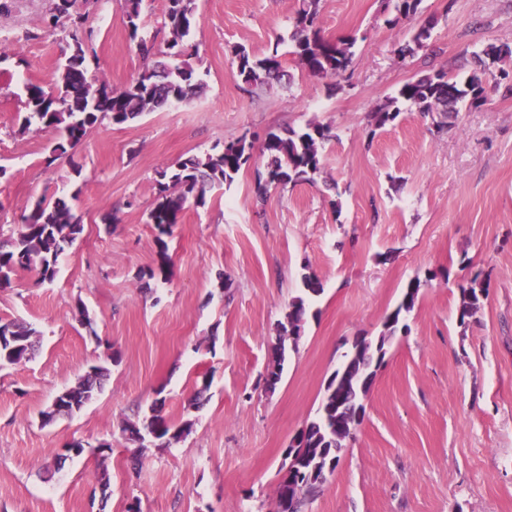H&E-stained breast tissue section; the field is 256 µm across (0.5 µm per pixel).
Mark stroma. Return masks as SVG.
<instances>
[{"instance_id":"stroma-1","label":"stroma","mask_w":512,"mask_h":512,"mask_svg":"<svg viewBox=\"0 0 512 512\" xmlns=\"http://www.w3.org/2000/svg\"><path fill=\"white\" fill-rule=\"evenodd\" d=\"M299 2L196 0L187 45L200 96L133 122L103 121L51 164V132L17 128L26 84L56 81L65 37L41 26L50 0H9L0 12V35L21 51L0 60V230H17L42 197H65L84 224L53 283L23 270L0 288V319L40 333L32 359L0 368V512H90L104 473V512H275L286 450L316 416L328 378L355 339L383 332L415 279L418 299L363 420L300 512H512V86L493 83L512 72V57L483 74L479 106L424 115L396 97L439 70L466 79L473 53L512 46V0H422L395 27L382 0H321L325 38L356 39L349 69L334 79L309 76L293 53ZM432 15L431 40L400 54ZM81 35L88 70L115 88L147 65L122 0H95ZM241 46L258 56L278 48L290 86L244 84ZM391 97L398 118L372 130V113ZM311 122L334 132L320 174L258 198L267 134ZM243 135L255 150L250 165L208 188L205 205L187 204L158 243L149 213L159 170ZM112 210L117 222L105 223ZM163 255L166 280L149 278ZM307 273L320 294H306ZM477 274L488 296L463 324L459 287ZM299 296L302 337L270 391L266 368ZM83 309L92 327L80 324ZM95 364L109 370L102 391L43 424L53 398ZM154 404L173 424L192 420L190 432L166 448L128 441L123 421ZM103 441L112 445L104 455Z\"/></svg>"}]
</instances>
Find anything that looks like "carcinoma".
I'll return each mask as SVG.
<instances>
[{
    "label": "carcinoma",
    "instance_id": "1",
    "mask_svg": "<svg viewBox=\"0 0 512 512\" xmlns=\"http://www.w3.org/2000/svg\"><path fill=\"white\" fill-rule=\"evenodd\" d=\"M143 0H124L123 19L131 40L144 59L156 55L155 43L142 34L141 4ZM421 0H385L386 9L393 14L390 23L397 24L417 13ZM320 0H301L293 20L290 39L294 42L293 54L308 73L333 78L346 71L352 62L355 40L343 36L329 40L322 35L319 26ZM83 15L78 11V0H52L45 23L69 38L65 56L69 64L62 67L55 87L60 90V100L50 96L49 90L37 83L26 85V112L18 126V134L26 135L34 130L52 131L57 139L52 143L47 163L51 164L75 148L98 124L108 119L117 124L133 121L147 112H154L165 105L182 103L197 97L202 80L195 66L184 57V42L196 23L195 0H165L163 27L168 29L169 56L174 63L155 61L147 66L132 84L120 89L103 80H91L87 76V45L80 29ZM435 26L434 18L426 20L413 33L411 42L421 48L427 44ZM238 74L250 86H262L286 76L278 47L262 57L246 48L237 50ZM512 56L507 46L490 45L478 58L481 65ZM486 87L481 78L474 75L465 86L448 78L439 71L416 80L408 81L399 90V97L418 111L446 112L456 110V105L467 98L477 106L486 100ZM399 110L393 102L380 105L372 115V126L377 129L395 121ZM334 138L328 124L311 122L300 132L290 128L283 133H269L261 152L267 156L265 172L258 175L256 192L264 199L271 185L286 186L313 180L322 167L321 149ZM253 144L245 136L224 144L222 151L205 156L191 155L174 165H167L158 172V203L149 218L159 235L172 233L171 226L178 223L180 214L189 201L204 204L206 187L215 183L230 184L235 176L253 158ZM84 231L83 219L66 201L38 200L29 213L21 217L18 230L6 240L0 241V287L11 282V275L21 269H35L42 283L53 282L59 273V258ZM420 281L408 284V291L397 309L387 317L385 331L375 340H361L353 345L349 355L352 370L346 378L347 399L336 408L335 380L331 379L324 389L316 417L307 423V452L298 453L299 467L296 473L308 484L307 493L313 494L325 482V469L336 467L339 453L353 433H336V416L352 418L365 411L362 405L367 380L373 374L377 356L386 349L389 340L398 329L400 314L411 311L417 300ZM488 284L477 277L461 286L459 322L464 324L480 308L487 296ZM306 314L303 298L297 297L290 304L288 326L300 335ZM38 343L37 331L19 321H0V367L16 365L28 360ZM285 346L268 366L264 380L267 389L273 390L281 379ZM108 369L93 365L83 374L70 391L78 397V409H83L102 390ZM186 421L175 426L161 415L157 405H152L150 415L135 422L126 421L122 432L133 443H143L146 438L170 445L190 431Z\"/></svg>",
    "mask_w": 512,
    "mask_h": 512
}]
</instances>
